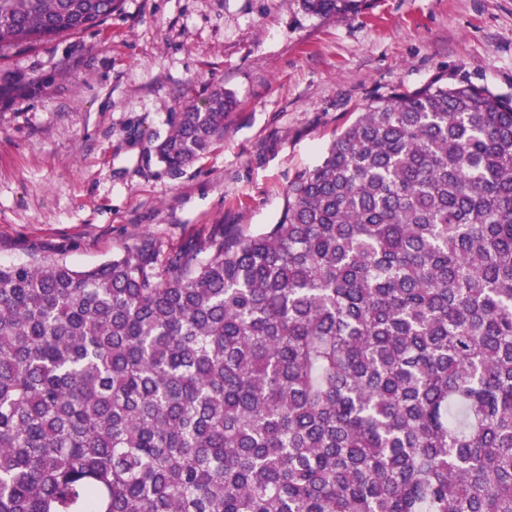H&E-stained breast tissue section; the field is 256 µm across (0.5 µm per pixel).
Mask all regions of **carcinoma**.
Instances as JSON below:
<instances>
[{
    "mask_svg": "<svg viewBox=\"0 0 512 512\" xmlns=\"http://www.w3.org/2000/svg\"><path fill=\"white\" fill-rule=\"evenodd\" d=\"M120 3L0 0V49ZM236 105L184 106L159 161ZM0 512H512V96L371 100L257 232L1 265Z\"/></svg>",
    "mask_w": 512,
    "mask_h": 512,
    "instance_id": "carcinoma-1",
    "label": "carcinoma"
}]
</instances>
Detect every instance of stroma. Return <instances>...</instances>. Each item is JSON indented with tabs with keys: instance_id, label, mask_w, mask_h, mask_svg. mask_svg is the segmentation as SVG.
<instances>
[{
	"instance_id": "obj_1",
	"label": "stroma",
	"mask_w": 512,
	"mask_h": 512,
	"mask_svg": "<svg viewBox=\"0 0 512 512\" xmlns=\"http://www.w3.org/2000/svg\"><path fill=\"white\" fill-rule=\"evenodd\" d=\"M461 76L512 94V0H123L99 27L0 51V265L97 266L276 223L285 190L372 99ZM238 107L180 173L154 147L211 87ZM305 8L317 15H329L355 8L357 0H303Z\"/></svg>"
}]
</instances>
